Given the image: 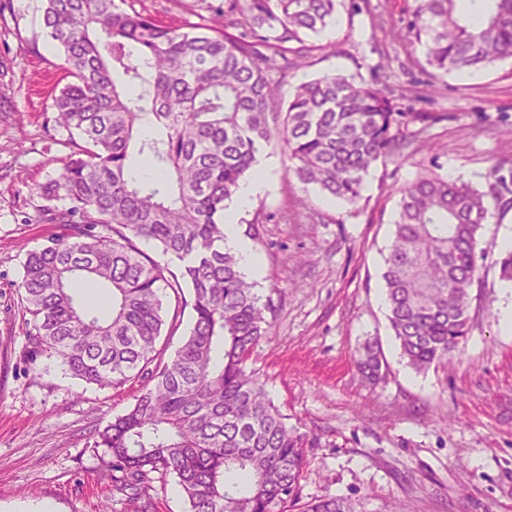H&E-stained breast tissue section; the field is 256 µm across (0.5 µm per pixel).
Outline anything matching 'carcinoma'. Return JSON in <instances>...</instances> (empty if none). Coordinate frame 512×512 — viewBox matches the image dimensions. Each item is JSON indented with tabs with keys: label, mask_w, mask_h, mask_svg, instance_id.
Returning <instances> with one entry per match:
<instances>
[{
	"label": "carcinoma",
	"mask_w": 512,
	"mask_h": 512,
	"mask_svg": "<svg viewBox=\"0 0 512 512\" xmlns=\"http://www.w3.org/2000/svg\"><path fill=\"white\" fill-rule=\"evenodd\" d=\"M45 2V35L66 64L55 122L78 140L36 187L70 207L64 232L23 262L21 360L37 369L52 359L100 388L148 378L95 443L129 503L149 497L160 473L175 479L188 512H350L341 496L297 506L304 437L245 369L273 306L224 249V211L273 142L302 189L356 209L374 168L433 150L409 125L425 129L448 113L402 111L377 72L368 81L327 73L283 94L290 70L315 52L335 53L313 38L339 0H224L210 24L186 31L124 8L126 0ZM471 4L476 25L462 0H413L393 35L424 47L425 63L443 74L512 58V0ZM138 158L151 180L132 175ZM500 170L490 168L486 191L433 168L399 188L382 279L400 355L418 374L461 353L470 335L480 230L494 209L512 206ZM77 288H95L105 302L88 305ZM164 288L192 310L189 335L167 360L158 348ZM356 364L376 383L378 344L365 343Z\"/></svg>",
	"instance_id": "cac0c4a2"
}]
</instances>
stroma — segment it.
<instances>
[{"instance_id": "obj_1", "label": "stroma", "mask_w": 512, "mask_h": 512, "mask_svg": "<svg viewBox=\"0 0 512 512\" xmlns=\"http://www.w3.org/2000/svg\"><path fill=\"white\" fill-rule=\"evenodd\" d=\"M220 0H127V8L172 27L201 22ZM342 0L315 53L290 72L289 86L327 73L369 77L382 66L403 107L445 112L427 132L436 154L372 170L358 209L327 205L316 188L300 191L284 175L279 150L261 160L268 186L241 211L246 231L256 211L273 220L250 246L262 268L256 290L271 299L269 336L246 362L272 402L305 438L302 502L348 498L353 512H512V334L501 315L512 306L499 277V242L512 237V209L495 213L482 238V279L472 291L471 333L463 353L423 374L406 367L386 318L381 279L400 195L420 169L486 189L492 163L512 174V60L463 75H432L423 49L395 40L412 0H370L375 14ZM43 0H0V512H130L102 474L96 430L140 395L135 381L100 389L59 366L33 371L20 355L24 304L18 291L28 252L60 235L44 221L35 185L54 176L73 149L54 121L53 98L64 65L49 47ZM160 339L173 355L188 336L191 311L164 290ZM378 340L384 382L370 386L355 357Z\"/></svg>"}]
</instances>
